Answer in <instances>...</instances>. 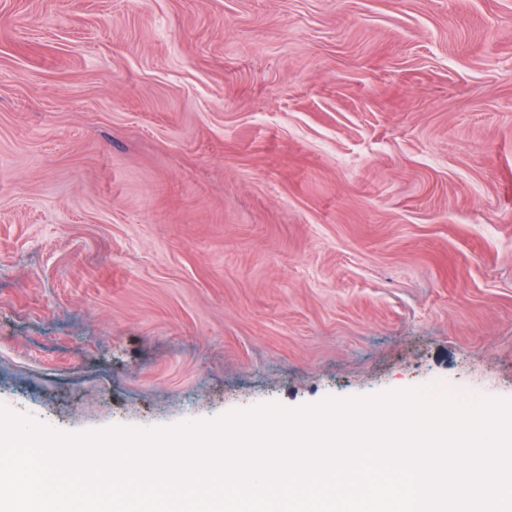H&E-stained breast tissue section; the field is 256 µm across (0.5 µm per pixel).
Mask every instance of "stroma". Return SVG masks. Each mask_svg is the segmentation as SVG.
Wrapping results in <instances>:
<instances>
[{
    "label": "stroma",
    "instance_id": "obj_1",
    "mask_svg": "<svg viewBox=\"0 0 512 512\" xmlns=\"http://www.w3.org/2000/svg\"><path fill=\"white\" fill-rule=\"evenodd\" d=\"M431 384L512 400V0H0V404Z\"/></svg>",
    "mask_w": 512,
    "mask_h": 512
}]
</instances>
